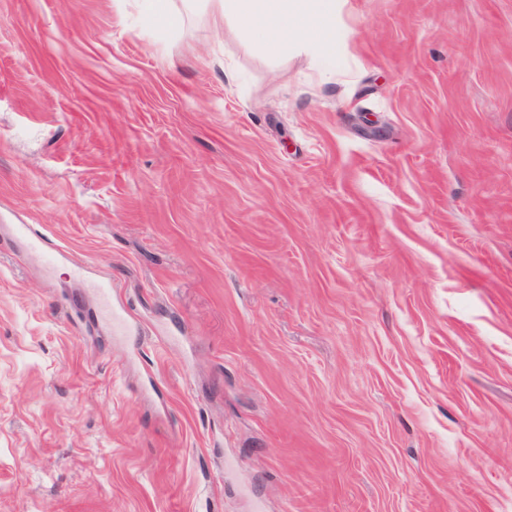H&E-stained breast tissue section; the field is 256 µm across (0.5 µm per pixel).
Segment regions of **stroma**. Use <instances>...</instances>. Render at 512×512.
Returning <instances> with one entry per match:
<instances>
[{
    "instance_id": "obj_1",
    "label": "stroma",
    "mask_w": 512,
    "mask_h": 512,
    "mask_svg": "<svg viewBox=\"0 0 512 512\" xmlns=\"http://www.w3.org/2000/svg\"><path fill=\"white\" fill-rule=\"evenodd\" d=\"M335 68L0 0V512H512V0H338ZM70 275L74 280L83 282L87 288H92L99 296L112 324L113 335L124 336L132 332L127 308L112 300V288H107L100 282L88 279L85 268L76 262L72 263L70 267Z\"/></svg>"
}]
</instances>
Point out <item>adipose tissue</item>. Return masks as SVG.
<instances>
[{"label": "adipose tissue", "instance_id": "1", "mask_svg": "<svg viewBox=\"0 0 512 512\" xmlns=\"http://www.w3.org/2000/svg\"><path fill=\"white\" fill-rule=\"evenodd\" d=\"M215 24L234 21L269 57L307 47L336 53V0H204Z\"/></svg>", "mask_w": 512, "mask_h": 512}]
</instances>
